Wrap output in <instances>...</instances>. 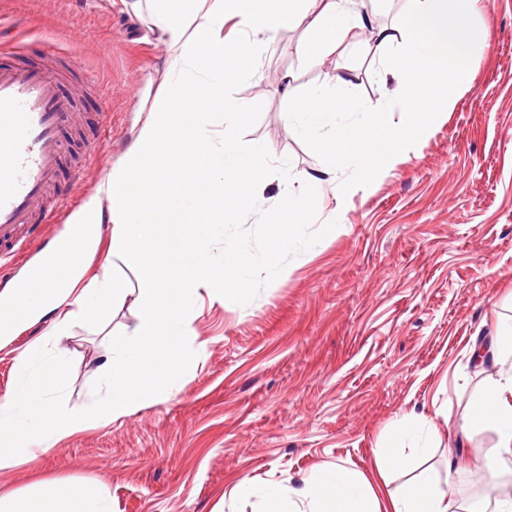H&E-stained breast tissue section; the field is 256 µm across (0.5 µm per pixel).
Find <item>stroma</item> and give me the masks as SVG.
Returning <instances> with one entry per match:
<instances>
[{"label": "stroma", "instance_id": "obj_1", "mask_svg": "<svg viewBox=\"0 0 512 512\" xmlns=\"http://www.w3.org/2000/svg\"><path fill=\"white\" fill-rule=\"evenodd\" d=\"M483 2L475 24L487 52L452 100L435 101L427 134L395 144L368 172L340 162L334 144L289 130L285 112L289 89L308 91L338 70L351 77V97L371 107L391 101L396 83L378 61L356 48L308 64L297 51L299 29L259 50L262 79L231 93L251 105L239 136L263 147L268 175L253 208L225 233L263 256L267 213L286 214L288 194L303 197L309 222L278 253L281 277L256 274L245 302L201 294L192 329L205 353L195 375L167 401L1 469V496L83 477L103 480L114 512H259L258 497L237 493L241 481L298 486L336 462L363 473L383 499L429 470L451 512L512 485L511 470H484L494 430L476 431L455 450L448 441L472 392L500 380L472 349L512 318V0ZM82 30L92 38L80 39ZM50 39L97 74L100 92L79 91L78 101L111 127L95 148L73 153L81 183L66 178L57 190L74 211L93 198L105 211L98 190L163 95L168 56L146 0H0V43L21 42L33 60ZM282 161L289 174L279 171ZM343 181L350 189L337 193ZM327 224L335 233L324 232ZM50 335L46 318L0 350V396L14 385L16 352ZM103 336L75 321L54 337L71 356V402L97 382ZM411 416L431 429L427 459L406 453L380 473L375 448ZM452 455L465 461L453 473Z\"/></svg>", "mask_w": 512, "mask_h": 512}]
</instances>
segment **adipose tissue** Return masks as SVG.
<instances>
[{
    "label": "adipose tissue",
    "mask_w": 512,
    "mask_h": 512,
    "mask_svg": "<svg viewBox=\"0 0 512 512\" xmlns=\"http://www.w3.org/2000/svg\"><path fill=\"white\" fill-rule=\"evenodd\" d=\"M152 25L168 56L166 96L156 99L136 138L116 162L101 190L111 202L112 266L87 277L84 258L98 237L82 236L77 246L60 242L55 260L42 265L31 287L11 291L6 316H0V349L18 328L52 317L55 334L74 321L105 323L133 303L135 319L107 335V356L97 371L105 390H92L79 404L68 396L70 365L66 352L34 344L19 355L13 389L0 398V469L53 448L89 424H109L163 402L183 379L194 374L201 354L189 348L193 307L201 290L218 301L247 299L256 267L267 278L280 270L274 253L290 237L270 239L265 261L232 245L215 249L225 225L252 205L247 189L266 166L262 147L242 140L238 128L248 104L230 94L244 78L258 77L255 55L263 41L279 32L305 27L298 51L310 63L343 44L363 40L369 51L404 48L390 75L397 84L405 121L395 127L380 110L361 105L333 85L288 93L289 126L332 141L340 158L370 163L394 141L423 136L422 118L435 98L460 87L467 66L487 51L473 25L475 8L460 0H408L398 25L374 26L356 0H147ZM236 21L240 38L224 41V25ZM342 114L345 122L326 125ZM136 275L128 286L123 269ZM490 354L502 384L473 393L471 408L458 426L462 435L495 430L497 451L484 467L495 474L512 460V324L499 327ZM0 512H113L112 497L93 479L37 481L0 496ZM263 512H449L448 499L429 473L380 501L360 472L329 464L301 486L267 487Z\"/></svg>",
    "instance_id": "ef3b65f1"
}]
</instances>
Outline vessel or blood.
<instances>
[{"label": "vessel or blood", "mask_w": 512, "mask_h": 512, "mask_svg": "<svg viewBox=\"0 0 512 512\" xmlns=\"http://www.w3.org/2000/svg\"><path fill=\"white\" fill-rule=\"evenodd\" d=\"M41 57L35 64L0 63V272L5 274L31 251L35 227L70 239L88 230L67 224L68 205L53 195L64 174L65 136L84 127L57 68L76 72L88 90H99L100 84L78 57L54 43H46Z\"/></svg>", "instance_id": "1"}]
</instances>
